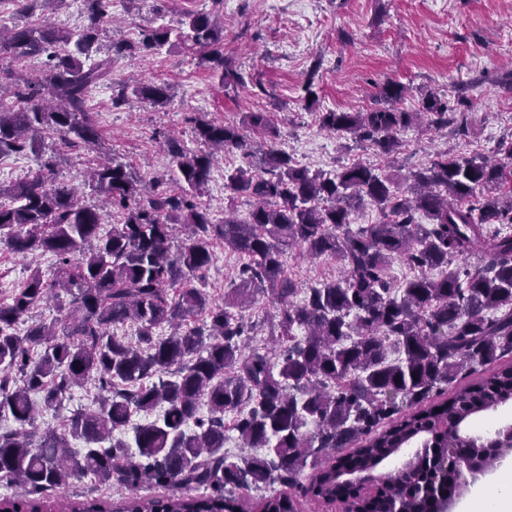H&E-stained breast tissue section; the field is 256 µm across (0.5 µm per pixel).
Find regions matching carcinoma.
I'll list each match as a JSON object with an SVG mask.
<instances>
[{
	"instance_id": "carcinoma-1",
	"label": "carcinoma",
	"mask_w": 512,
	"mask_h": 512,
	"mask_svg": "<svg viewBox=\"0 0 512 512\" xmlns=\"http://www.w3.org/2000/svg\"><path fill=\"white\" fill-rule=\"evenodd\" d=\"M26 2L38 21L0 27V51L16 60L45 54L47 62L0 75V157L38 153L48 133L77 154L95 150L91 92L110 80L115 59L149 56L174 40L201 54L224 90L245 84L224 62V0L187 14L177 29L147 27L134 43L109 45L100 36L112 22V0H84L76 31L45 15L47 5L66 0ZM407 92L387 82L376 108L321 112L320 127L387 157L419 121L438 130L462 125L434 93L416 112L399 109ZM132 93L154 105L169 99L168 86L154 82ZM195 131L198 151L165 138L172 177L146 180L110 157L96 160L88 184L120 217L109 230L103 210L58 182L48 163L0 188L9 197L0 202V246L55 257L52 278L36 268L0 303V420L11 422L0 432V482L24 487L0 508L56 512L59 490L89 478L131 496L116 505L74 501L69 512H243L235 490L275 484L282 491L261 497L255 512H296L289 490L307 469L309 492L343 501L349 512H407L462 497L469 485L455 479L462 461L484 472L499 464L490 439L480 443L462 425L512 400V364L461 383L512 355V139L491 158L440 152L399 176L363 162L333 173L300 165L277 147L266 112L246 113L240 126L198 120ZM226 151L241 158L226 176L228 199L244 197L252 209L244 221L226 210L217 223L200 197ZM367 200L380 220L354 230L353 215ZM218 244L245 260L221 303L194 285ZM296 247L337 262L341 274L297 288L283 260ZM472 257L481 265H469ZM395 258L415 270L397 288L388 276ZM256 290L278 304L269 335L279 337L280 350L271 355L246 352L255 324L237 310ZM49 301L59 316L29 321ZM127 323L137 327L133 340L114 332ZM88 381L98 390L96 407L39 430L38 414L58 410ZM448 386V398L434 400ZM157 409L155 420L132 423ZM228 415L244 447L263 454L225 451ZM129 429L131 441L115 437ZM417 439L423 447L411 464L380 476L372 496L342 478L374 470ZM356 441L359 448L336 456ZM151 486L199 494L134 495Z\"/></svg>"
}]
</instances>
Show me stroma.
<instances>
[{
	"label": "stroma",
	"mask_w": 512,
	"mask_h": 512,
	"mask_svg": "<svg viewBox=\"0 0 512 512\" xmlns=\"http://www.w3.org/2000/svg\"><path fill=\"white\" fill-rule=\"evenodd\" d=\"M211 7V0H115V21L102 42H133L143 27L175 28L186 12ZM224 55L244 73L245 86L224 91L199 55L178 43L145 59L118 58L111 83L91 94L101 152L140 174H155L170 168L164 134L176 133L187 150L200 149L193 118L238 124L246 113L271 112L287 115L279 147L297 163L326 172L356 161L383 169L386 160L371 149H342L336 135L320 128L318 115L367 111L379 86L389 81L411 87L400 104L405 111H418L422 96L432 92L460 102L466 117L463 129L442 134L419 124L404 130L399 156L404 166L439 151L487 154L499 140L512 137V92L501 83L512 74V0H224ZM134 76L167 83V104L127 95ZM309 81L319 97L312 108L304 100ZM122 94L126 103L113 106V97ZM92 160L71 153L54 136L41 153L0 158V186L49 161L60 182L80 190ZM4 258L2 300L32 266L47 277L54 270L49 254L34 264L9 252ZM284 261L302 288L339 270L334 261L309 258L296 248ZM241 263L238 255L216 248L201 288L213 300H223Z\"/></svg>",
	"instance_id": "obj_1"
}]
</instances>
